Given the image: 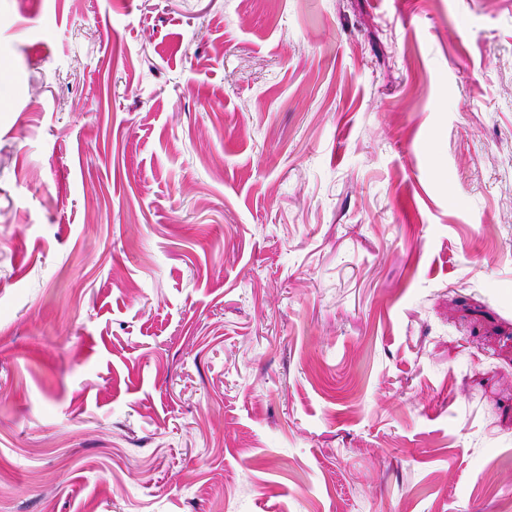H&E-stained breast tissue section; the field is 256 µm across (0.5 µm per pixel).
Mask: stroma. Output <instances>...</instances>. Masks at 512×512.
I'll use <instances>...</instances> for the list:
<instances>
[{"label": "stroma", "instance_id": "1", "mask_svg": "<svg viewBox=\"0 0 512 512\" xmlns=\"http://www.w3.org/2000/svg\"><path fill=\"white\" fill-rule=\"evenodd\" d=\"M0 512H512V0H0Z\"/></svg>", "mask_w": 512, "mask_h": 512}]
</instances>
